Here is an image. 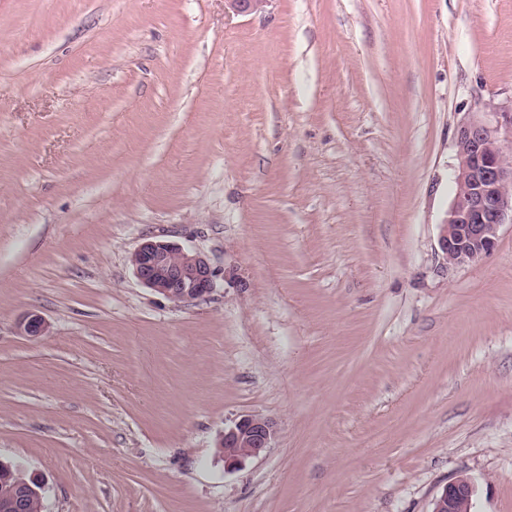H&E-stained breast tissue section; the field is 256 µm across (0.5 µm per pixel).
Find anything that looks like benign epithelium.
Instances as JSON below:
<instances>
[{
	"label": "benign epithelium",
	"mask_w": 512,
	"mask_h": 512,
	"mask_svg": "<svg viewBox=\"0 0 512 512\" xmlns=\"http://www.w3.org/2000/svg\"><path fill=\"white\" fill-rule=\"evenodd\" d=\"M512 146V119L501 132L481 119H465L456 137L458 166L456 191L445 224L441 227L440 249L450 267L472 264L490 255L502 225L512 224V161L504 143ZM139 282L175 304L211 295L218 280H232V269L215 268L208 257L196 250L145 238L130 255ZM26 336L42 335L45 321L31 315L20 322ZM278 434L276 420L247 415L224 429L217 447L227 467L238 468L271 447ZM475 493L470 479L460 477L433 500L431 512H457L459 505Z\"/></svg>",
	"instance_id": "benign-epithelium-1"
}]
</instances>
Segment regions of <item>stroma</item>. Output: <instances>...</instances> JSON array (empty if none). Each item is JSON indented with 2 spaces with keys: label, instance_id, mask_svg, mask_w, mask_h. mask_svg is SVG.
Returning <instances> with one entry per match:
<instances>
[{
  "label": "stroma",
  "instance_id": "stroma-1",
  "mask_svg": "<svg viewBox=\"0 0 512 512\" xmlns=\"http://www.w3.org/2000/svg\"><path fill=\"white\" fill-rule=\"evenodd\" d=\"M470 112L512 0H0V461L43 512H512V224L439 248ZM148 237L237 279L174 305ZM278 434V424L270 417L247 415L224 429L215 451L227 467L238 468L271 448ZM224 448V453H223ZM474 485L470 479L460 477L444 488L439 497L433 500L431 512H459L458 507L474 496Z\"/></svg>",
  "mask_w": 512,
  "mask_h": 512
}]
</instances>
